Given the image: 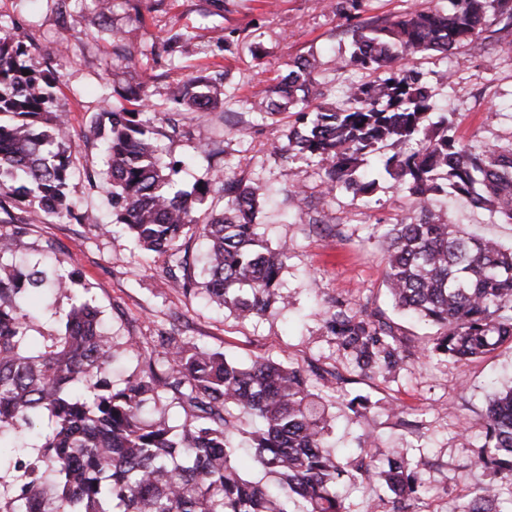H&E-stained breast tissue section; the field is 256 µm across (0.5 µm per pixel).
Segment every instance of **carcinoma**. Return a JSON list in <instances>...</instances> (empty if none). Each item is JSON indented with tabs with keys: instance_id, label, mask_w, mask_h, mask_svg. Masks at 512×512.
<instances>
[{
	"instance_id": "1",
	"label": "carcinoma",
	"mask_w": 512,
	"mask_h": 512,
	"mask_svg": "<svg viewBox=\"0 0 512 512\" xmlns=\"http://www.w3.org/2000/svg\"><path fill=\"white\" fill-rule=\"evenodd\" d=\"M449 2L446 10L364 18L360 0H338L334 9L351 33L342 65L368 79L329 106L317 88V59L299 57L252 108L296 116L279 150L321 164L326 193L365 198L380 174L408 190L416 215L383 234L386 288L396 308L443 329L432 350L467 363L512 345V245L465 234L430 202L444 178L451 194L512 224V144L477 150L455 135L448 117L426 122L432 103L414 60L471 43L496 21L512 24V0ZM26 54L22 43L0 35V191L19 180L18 202L34 214L90 223L67 193L72 144L63 113L52 110L59 74L30 69ZM226 79H186L169 99L187 112H214L224 107ZM117 96L96 120L109 126L115 223L144 250L177 257L169 275L187 295L201 291L242 318L284 302L282 256L262 243L253 221L257 189L219 167L181 185L183 161L156 156L145 92L127 87ZM385 146L400 151L387 156ZM212 193L224 197V208L203 219L200 206ZM197 235L207 244L200 290L188 248ZM14 241L0 235V466L18 484L3 486L0 512H348L336 491L345 475L386 488L392 512H408L418 498L422 462L400 448H361L337 460L326 405L290 364H243L163 336L166 366L148 361L110 389L101 373L122 351L96 308L73 305L64 329L46 343L28 335L27 298L63 290L75 275L5 263ZM326 328L363 372L391 373L403 361L394 327L376 313L338 306ZM168 392L185 414L178 426L148 417L149 405ZM245 415L260 423L249 441L266 482L239 466ZM483 424L474 465L496 480L471 491L462 512H512V386L489 400Z\"/></svg>"
}]
</instances>
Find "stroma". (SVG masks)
I'll list each match as a JSON object with an SVG mask.
<instances>
[{"mask_svg":"<svg viewBox=\"0 0 512 512\" xmlns=\"http://www.w3.org/2000/svg\"><path fill=\"white\" fill-rule=\"evenodd\" d=\"M0 29L26 45L31 69L59 72L53 108L66 113L73 139L69 196L100 219L96 226L75 224L10 203L0 208L1 235L24 228L16 263L40 265L50 256L76 275L68 289L52 294L32 321L31 335H56L61 314L86 301L98 309L113 343L128 349L123 361L103 371L115 385L138 374L144 359L157 357L164 333L244 362L263 357L301 367L314 389L332 396L338 455L364 444L400 448L424 461L416 512H457L470 486L489 480L474 460L484 441L489 394L512 385V347L465 364L421 355L437 329L393 308L378 244L388 225L414 216L407 190L382 177L366 199L326 194L317 165L278 151L293 116L272 121L246 105L254 91L285 75L288 61L310 54L321 62L316 80L326 102H341L346 86L361 80V72L342 65L351 37L328 0H114L105 15L97 0H0ZM232 31L238 41L228 51L224 36ZM176 33L185 36L181 48L164 51ZM419 67L429 80L430 121L448 116L459 137L479 145L512 140V26L494 24L448 55L421 59ZM202 69L228 71L223 111L182 113L178 130H170L161 120L170 110V85ZM445 71L450 81H442ZM136 84L144 86L158 116L161 157L188 164L183 185L214 165L258 187L255 222L264 243L284 255V303L240 319L186 296L168 275L170 257L141 250L125 231L104 232L114 216L106 184L108 132L96 119L111 107L114 89ZM433 205L472 234L512 244V224L462 198L441 192ZM301 208L313 223H292ZM339 303L379 311L394 326L408 352L395 373L364 376L330 336L324 313ZM357 395L372 402L366 416L348 408Z\"/></svg>","mask_w":512,"mask_h":512,"instance_id":"35a3bbf8","label":"stroma"}]
</instances>
